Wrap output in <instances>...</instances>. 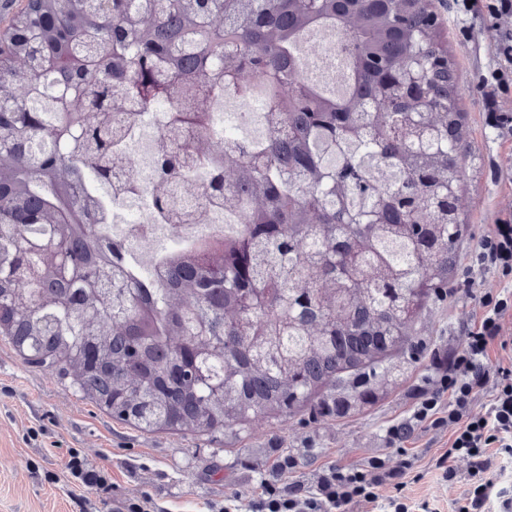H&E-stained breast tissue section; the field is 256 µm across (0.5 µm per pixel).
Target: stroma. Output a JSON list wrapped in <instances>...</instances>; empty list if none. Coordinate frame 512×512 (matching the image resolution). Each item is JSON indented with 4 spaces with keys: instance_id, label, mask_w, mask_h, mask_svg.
Masks as SVG:
<instances>
[{
    "instance_id": "1",
    "label": "stroma",
    "mask_w": 512,
    "mask_h": 512,
    "mask_svg": "<svg viewBox=\"0 0 512 512\" xmlns=\"http://www.w3.org/2000/svg\"><path fill=\"white\" fill-rule=\"evenodd\" d=\"M430 8L439 15L438 31L464 88L460 105L471 146L468 189L460 195L464 257L512 213V139L486 118L485 77L498 66L505 27L479 4L455 12L432 0ZM500 287L494 272L458 267L447 291L429 303L415 325L420 343L414 360L402 362L398 375L380 377L379 397L364 408L342 417L307 409L258 415L238 435L217 439L186 431L147 433L119 423L70 381L29 363L0 335V512H80L64 477L73 449L107 470L115 487L111 495L87 491L92 512H113L114 501H135L146 493L162 512H220L225 506L250 512L253 492L285 453L298 461L295 479L305 481L327 463L352 466L381 456L398 464L402 453L389 446L387 427L410 413L415 390L431 375L432 352L465 347V324L482 314L478 295ZM447 446V431H419L406 451L423 473L408 495L440 512H449L465 490L464 483L443 482L431 467ZM51 473L56 481H48Z\"/></svg>"
}]
</instances>
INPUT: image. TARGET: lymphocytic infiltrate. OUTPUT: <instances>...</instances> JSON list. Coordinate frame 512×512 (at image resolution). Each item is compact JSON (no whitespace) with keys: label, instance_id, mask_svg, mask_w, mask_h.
Segmentation results:
<instances>
[{"label":"lymphocytic infiltrate","instance_id":"f902f5d3","mask_svg":"<svg viewBox=\"0 0 512 512\" xmlns=\"http://www.w3.org/2000/svg\"><path fill=\"white\" fill-rule=\"evenodd\" d=\"M469 270L495 272L502 287L481 295L483 314L467 327L468 343L456 353H434L432 389L418 393L413 412L390 427L386 438L403 451L418 427L450 429L447 448L433 461L446 482L463 481L466 489L452 504V512H512V485L503 477L512 460V357L491 360L492 350L512 354L501 321L512 316V217L493 225L468 256ZM486 395L482 414L472 412L479 395ZM405 454V452H404ZM469 462L459 474L456 459ZM296 459L279 456L276 475L261 482L251 499V512H350L360 504L381 512H437L429 502H414L405 493L415 482L416 460L406 455L398 466L372 456L357 466L327 464L312 485L294 481Z\"/></svg>","mask_w":512,"mask_h":512}]
</instances>
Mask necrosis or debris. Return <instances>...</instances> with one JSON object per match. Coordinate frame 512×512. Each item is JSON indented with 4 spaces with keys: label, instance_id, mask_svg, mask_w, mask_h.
<instances>
[{
    "label": "necrosis or debris",
    "instance_id": "necrosis-or-debris-1",
    "mask_svg": "<svg viewBox=\"0 0 512 512\" xmlns=\"http://www.w3.org/2000/svg\"><path fill=\"white\" fill-rule=\"evenodd\" d=\"M166 104L155 105L142 113L127 142V150L136 162L134 184L127 192L117 193L100 181L94 191L106 205V220L101 227L105 240L123 241L139 276L152 277L162 255L180 246L223 233L227 220L223 211L214 210L202 224L172 226L158 223L148 187L153 175L156 140L167 122Z\"/></svg>",
    "mask_w": 512,
    "mask_h": 512
}]
</instances>
